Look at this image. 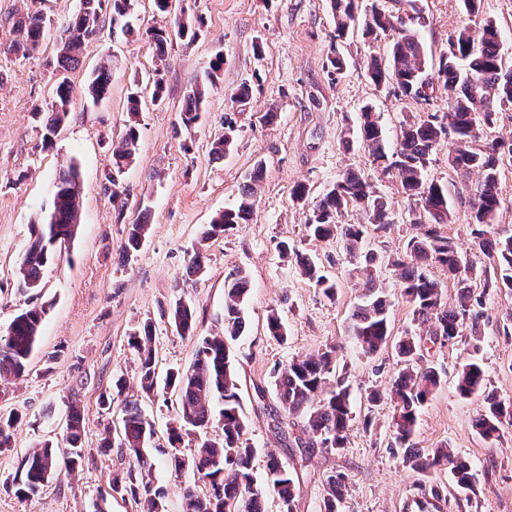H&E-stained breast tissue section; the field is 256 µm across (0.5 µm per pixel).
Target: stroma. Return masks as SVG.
<instances>
[{
  "label": "stroma",
  "instance_id": "1",
  "mask_svg": "<svg viewBox=\"0 0 512 512\" xmlns=\"http://www.w3.org/2000/svg\"><path fill=\"white\" fill-rule=\"evenodd\" d=\"M425 18L418 29L429 56L447 46L449 31L467 25L480 28L494 20L501 51L512 59V0H481L478 14H468L463 0H418ZM82 7L81 0H0V335L28 306H46L39 342L29 372L0 380V411L17 412L21 422L9 451L0 453V512H93L102 494H110L112 477L126 476L132 460L119 448L123 404L103 409L100 395L113 392L117 379L126 395H137L139 360L129 346L131 333L144 322L154 329L152 350L158 377L186 369L195 359L200 337L224 331V282L244 271L250 282L245 330L230 345L240 381L246 436L255 450L254 474L265 481L268 454H275L295 477V512H321L330 476L347 478L346 512H512V425L498 438L483 439L474 423L483 411V396H461L456 377L469 358H477L486 390L512 403V291L484 297L478 326L463 324L453 344L438 345L413 317L391 265L421 230L409 221L410 205L399 183L388 175L376 182L394 222L386 229L367 228L366 249L372 271L390 294L388 311L393 335L420 336L423 364L441 374V382L419 409L413 444L419 451L445 446L466 460L474 487L462 492L445 471L423 476L406 468L394 445L395 404L369 401L372 390H385L397 370L393 349L367 356L349 334L351 313L362 294L363 271L355 269L335 238H315L306 226L309 212L294 202L296 184L322 194L346 171L370 170L359 143L344 144L357 134L359 117L372 108L380 117L388 148H396L406 113L421 106L375 86L362 61L385 57L393 37L371 39L354 26L347 39L334 38L330 0H183L188 17H201L193 41L176 39L165 58H157L148 40L130 41L113 30L112 15L102 12V38L90 45L70 75L71 100L66 120L51 146L42 144L40 114L50 112L58 78L60 26ZM50 17L53 28L39 51L21 58L11 53L16 37L12 23L29 11ZM339 53L346 62L332 72L328 58ZM223 55L217 74L192 130L179 125L185 94L204 81L215 55ZM109 61L108 95L92 101V72ZM165 79L161 105L144 104L136 118L126 112L127 98L144 88L154 71ZM249 83L247 103L232 102L229 92ZM275 113L266 122L265 113ZM139 130L138 152L121 183L126 206L114 208L105 188L113 143L127 121ZM235 135L223 158L210 154L212 140L225 124ZM452 140H445L428 165L430 178L448 185L458 202L440 232L454 242L478 270L494 264L475 249L474 226L466 198L477 173L448 166ZM265 175L257 191L250 223L207 241L205 269L188 270L201 225L235 205L240 187L256 161ZM76 165L82 188L80 224L72 241L44 267L39 291L17 288L16 270L29 239L31 224L48 214L54 180L60 169ZM144 222L148 233L140 249L122 259L130 225ZM312 257L335 281V299L325 297L304 276L284 248ZM192 304L197 329L180 335L171 313L177 301ZM277 312L286 337L266 333V319ZM478 348H471V341ZM333 346L336 376L348 386L355 419L341 451L297 446L284 422L276 379L293 359ZM153 423V447H167V428L178 412V397L161 390L141 398ZM83 415L86 460L74 476L53 475L39 493L19 496L14 474L30 448L50 440L66 454V416L71 405ZM112 447L101 448L104 437ZM191 474L175 475L165 456L156 455L151 482L160 488L161 512H183V489ZM112 512H149L144 499L110 494Z\"/></svg>",
  "mask_w": 512,
  "mask_h": 512
}]
</instances>
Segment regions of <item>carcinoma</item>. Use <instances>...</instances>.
<instances>
[{"mask_svg":"<svg viewBox=\"0 0 512 512\" xmlns=\"http://www.w3.org/2000/svg\"><path fill=\"white\" fill-rule=\"evenodd\" d=\"M112 9V24L122 31L136 36V31L125 21L131 0H83V8L66 23L62 30V48L57 64L66 72L56 86L53 110L44 122L43 141H52L67 114L70 101V78L90 41L83 32L84 20L97 16L103 4ZM336 38L349 32L355 21V0H331ZM46 16L39 12L18 17L13 28L17 39L12 51L24 57L36 50L48 31ZM198 27L180 18L173 27L153 29L147 32L150 44L158 54L165 53L168 42L174 38L197 37ZM393 34L389 59L380 62L376 56L366 58L364 69L376 86L393 84L400 96L425 102L432 98L435 87L443 89L447 96L448 111L439 117L428 111L412 115L402 124L397 147L390 152L386 148L379 116L367 108L361 113V146L372 158L374 168L390 175L399 182L403 194L412 201L411 220L426 230L407 244L406 257L394 261L402 284L403 296L413 308L414 319L429 324L433 340L452 342L459 336L460 325L470 320L477 328L479 314L471 304L470 283L481 281L482 294L488 295L501 289L512 290V235L501 236L494 231L500 199L499 161L503 153L512 154V144L507 146L497 138L481 139L480 131L495 123L497 110L512 106V63L500 49L497 25L491 20L479 30L468 26L448 32V44H458L467 50L457 56L441 51L438 67L432 68L424 46L414 29L403 21L402 15L384 10L378 0H372L366 11L363 35L377 37L382 33ZM111 68L102 64L96 69L89 83L93 99L103 98L111 84ZM206 86L195 85L185 95L186 106L180 112V121L190 129L199 119L200 106L205 100ZM452 128L456 136L454 152L448 156V166L455 171H476L480 179L473 189L470 201L474 246L494 260L497 273L482 277L475 267L463 261L457 247L440 235L436 225L446 224L453 207V196L448 187L429 178L427 169L430 157L444 135V127ZM139 134L136 124L130 123L118 143L112 148V176L108 178L112 203L122 195L116 177L130 165L136 153ZM263 163L258 161L243 185L237 204L217 214L209 224L201 227V241H207L224 230L247 224L251 220L257 186L264 178ZM293 198L309 206L307 227L317 238H336L347 254L355 260L373 262V256L365 251L366 224H341L342 211L350 206L363 211L367 224L378 229L393 223L390 210L382 196L377 194L375 181L369 174L346 171L323 195L310 198L307 187L300 183L292 191ZM81 214V186L74 165L59 171L56 178L52 210L43 222L31 225L30 237L17 271L18 287L36 290L41 287V271L55 252L57 245L70 241L75 235ZM147 225L133 224L129 228L124 247V258L138 250L145 238ZM295 260L305 275L314 279L323 294L330 300L336 296V283L319 274L315 263L306 255L295 253ZM440 267L459 285L457 304L450 305L443 298L441 282L429 274V268ZM247 276L237 273L224 287V335L201 338L193 365L185 370L170 372L165 388L178 392L180 414L178 424L168 428L170 450L167 455L171 469L182 473L188 469L197 480L210 486L209 494L200 496L192 485L184 491V512H264L266 486L254 477V448L245 438V421L242 416L239 381L229 355L228 343L243 332L245 319L243 306L249 295ZM390 302L382 283L366 273L360 302L354 307L349 325L355 345L366 355H375L388 344H393L400 358L401 368L393 379L390 396L396 400L393 419L396 445L404 449V465L421 474H433L446 470L462 489L472 487L473 474L470 466L446 448H436L426 454L413 448L412 437L417 426V408L440 383L439 373L431 366L422 367L420 343L417 337L405 334L391 339L388 322ZM46 313L43 306L31 307L19 313L0 336V379L20 378L25 375L29 358L38 344L39 329ZM180 334L195 331L192 306L183 301L176 303L172 317ZM152 330L145 325L143 331L131 335L129 345L140 359V389L150 395L158 387L153 367ZM331 347L317 355L291 360L281 367L277 388L284 413L303 424L302 432L310 437L308 447H315L323 437L332 439L330 448L345 447L353 420L350 392L344 384L332 379L334 370ZM485 377L481 366L474 360L465 362L457 376V390L463 396L485 393ZM221 405L222 436L203 441L197 454L189 459L180 455L179 446L192 429L209 427L213 403ZM512 417V406L486 393L484 413L476 420L478 433L486 440L499 436L503 419ZM16 415L0 416V451L11 447L12 431L18 424ZM69 451L64 459L67 474L77 472L83 465L82 418L77 407H70L67 422ZM153 435V424L141 412L138 400L124 399L123 431L120 447L134 458V470L138 476H129L123 483L110 480V490L116 494H128L132 498L148 497L151 509L157 508L152 498L150 475L153 459L145 452L146 444ZM59 467V460L50 446L34 448L21 460L15 475L18 491L24 496L38 492L47 481L48 466ZM267 480L280 500L281 512H293L294 479L288 468L274 455L267 456ZM346 477L331 476L329 490L323 500L322 512H344Z\"/></svg>","mask_w":512,"mask_h":512,"instance_id":"cac0c4a2","label":"carcinoma"}]
</instances>
